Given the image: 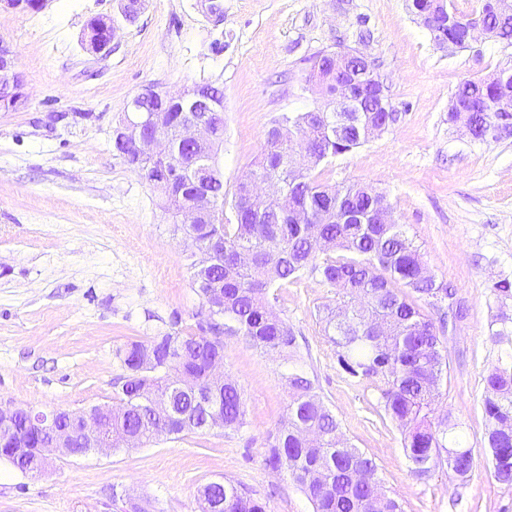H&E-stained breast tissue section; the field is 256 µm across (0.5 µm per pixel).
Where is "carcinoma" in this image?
<instances>
[{
    "label": "carcinoma",
    "mask_w": 512,
    "mask_h": 512,
    "mask_svg": "<svg viewBox=\"0 0 512 512\" xmlns=\"http://www.w3.org/2000/svg\"><path fill=\"white\" fill-rule=\"evenodd\" d=\"M448 19L484 20L492 40L512 46V3L495 8L489 0L471 14L458 12L443 0ZM103 38L102 19L89 22L82 46L93 52ZM308 79L325 86L331 97L336 80V53L322 51L311 59ZM214 102L216 142L224 140V92L210 84ZM512 89V69L459 84L451 100L475 102L470 115L473 139L487 141L485 133L500 121L485 103ZM144 113L162 114V131L175 146L166 160L137 162V172L159 189L164 204L175 216L188 206L187 197L171 193L166 174L178 160L210 172V188L217 198L214 218L183 230L190 257L192 287L201 297L219 288L223 306L215 310L218 321H203L197 331L156 336L127 344L122 356L126 371L112 398V448L124 447L130 434L141 443L175 439L184 432L209 428L205 410L194 396L181 390L184 378H193L209 391L224 410L225 430L246 425L241 391L229 376L213 377L208 363L224 357L225 336H241L265 352H277L288 362L290 400L268 448L266 464L284 469L312 502L314 512H403L398 500L386 495L376 477V464L361 449L341 438L336 415L316 392L314 380L302 367V355L293 329L274 311L272 290L297 282L310 271L338 288L336 305L322 309L324 332L336 347L342 369L351 377L367 380L378 392L380 407L397 425L402 448L413 464V473L430 475L442 461L448 474L461 483L471 476L473 449L451 446L448 416L436 415L440 385L447 373L448 355L435 322L424 307H439L451 290L437 282L417 247L401 224H350L344 213L370 207L366 189H342L319 182L312 168L328 158L344 155L365 143L351 130L341 138L315 123L313 112H300L277 121L266 132L260 159L253 172L278 173L289 180L296 204L309 211L320 202L330 212L322 222L299 223L293 214L274 215L271 204L252 198L250 189L236 185L231 209L233 220L224 221V178L214 152L196 153L180 143L179 127L189 113L168 106L158 98L145 102ZM304 151L315 155L311 167L297 171L291 158ZM385 318L390 335L367 332L371 323ZM486 440L494 478L512 487V365L502 358L484 378ZM17 427L27 446L44 443L46 434L29 419L18 417ZM0 458L24 471L29 460L12 453L0 436ZM202 512H266L265 505L246 488L228 482H210L200 493Z\"/></svg>",
    "instance_id": "carcinoma-1"
}]
</instances>
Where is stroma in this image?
Here are the masks:
<instances>
[{
	"label": "stroma",
	"instance_id": "stroma-1",
	"mask_svg": "<svg viewBox=\"0 0 512 512\" xmlns=\"http://www.w3.org/2000/svg\"><path fill=\"white\" fill-rule=\"evenodd\" d=\"M142 0L130 19L119 0H46L36 12L0 9V39L15 53L28 96L0 112V403L37 411L108 405L127 343L196 322L182 234L157 191L113 147L126 101L150 87L224 91V193L262 152L274 120L320 104L309 84L318 52L357 49L374 61L396 113L387 130L320 164L323 183L383 195L438 282L466 317L442 333L448 376L438 413L474 449L467 484L439 466L418 479L395 423L367 381L336 361L319 311L336 290L313 273L279 293L304 369L345 439L371 457L384 491L405 512H512V489L494 479L485 440L484 378L512 352L500 317L512 301V137L481 143L449 122L458 84L512 68V47L482 41L449 52L411 14L408 0ZM95 17L118 29L110 54L82 48ZM224 371L244 393L240 431H193L113 452L58 455L30 476L0 461V512H200V490L228 480L268 512H313L286 471L265 463L288 404L287 368L243 337L224 339Z\"/></svg>",
	"mask_w": 512,
	"mask_h": 512
}]
</instances>
